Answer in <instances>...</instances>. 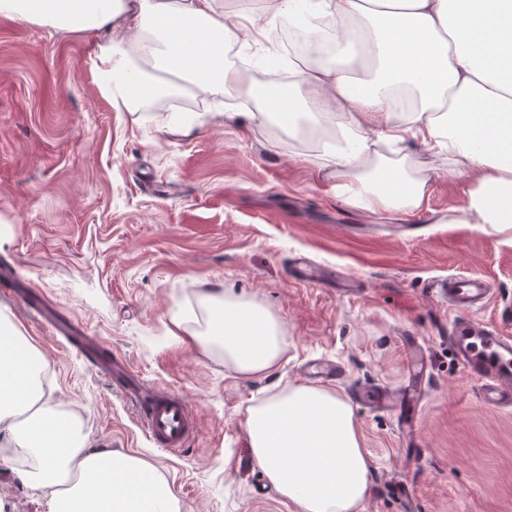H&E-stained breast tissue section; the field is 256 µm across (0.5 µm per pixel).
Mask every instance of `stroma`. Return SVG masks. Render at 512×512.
<instances>
[{
  "mask_svg": "<svg viewBox=\"0 0 512 512\" xmlns=\"http://www.w3.org/2000/svg\"><path fill=\"white\" fill-rule=\"evenodd\" d=\"M96 42L0 15V267L27 293L0 295V314L41 355L44 401L63 404L94 447L158 471L176 512H293L243 421L325 359L347 371L334 388L351 398L368 452L359 512H512V409L483 404L432 290L449 275L487 278L493 300L478 317L512 334V233L461 223L467 182L417 144L412 174L428 180L418 208L349 203L356 171L275 118L216 117L234 108L224 86L185 82L172 101L116 109L98 85ZM300 254L350 275L360 293L292 281ZM220 295L279 322L288 348L273 374L245 377L208 342ZM40 299L98 349L23 306ZM408 336L430 355L410 410L415 453L394 415L355 399L405 382ZM115 356L189 403L197 429L180 451L150 439L135 401L100 368ZM28 470L1 428L0 512H51V489Z\"/></svg>",
  "mask_w": 512,
  "mask_h": 512,
  "instance_id": "obj_1",
  "label": "stroma"
}]
</instances>
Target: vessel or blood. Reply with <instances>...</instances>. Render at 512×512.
I'll return each mask as SVG.
<instances>
[{
    "mask_svg": "<svg viewBox=\"0 0 512 512\" xmlns=\"http://www.w3.org/2000/svg\"><path fill=\"white\" fill-rule=\"evenodd\" d=\"M291 272L300 282L337 283L342 293L355 291L352 284L341 283L334 269L304 257L294 258ZM433 287L455 315L448 343L464 373L478 383L483 403L491 408L512 407V336L474 317L475 311L487 308L492 300L488 281L477 276H451L437 279ZM107 368L130 396L140 400L143 425L152 440L169 451L181 449L193 428L188 403L175 393L146 389L121 359H112Z\"/></svg>",
    "mask_w": 512,
    "mask_h": 512,
    "instance_id": "vessel-or-blood-1",
    "label": "vessel or blood"
}]
</instances>
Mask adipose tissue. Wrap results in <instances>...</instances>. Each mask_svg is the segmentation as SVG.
I'll use <instances>...</instances> for the list:
<instances>
[{
    "mask_svg": "<svg viewBox=\"0 0 512 512\" xmlns=\"http://www.w3.org/2000/svg\"><path fill=\"white\" fill-rule=\"evenodd\" d=\"M221 0H0V15L58 32L109 29L98 43L99 84L114 106L153 91L131 63L200 86L224 83L258 118L295 128L345 117L329 145L354 169L388 151L351 195L369 208L419 207L425 182L408 184L391 154L408 141L447 155L469 183L465 224L512 229V0H264L262 14ZM287 72L274 96L251 75ZM214 339L247 377L275 372L287 345L252 303L225 299ZM41 362L0 319V424L55 488L52 512H174L166 480L136 457L90 448L71 415L42 399ZM253 454L295 512H358L369 494L366 449L349 403L336 390L292 386L249 408Z\"/></svg>",
    "mask_w": 512,
    "mask_h": 512,
    "instance_id": "adipose-tissue-1",
    "label": "adipose tissue"
}]
</instances>
